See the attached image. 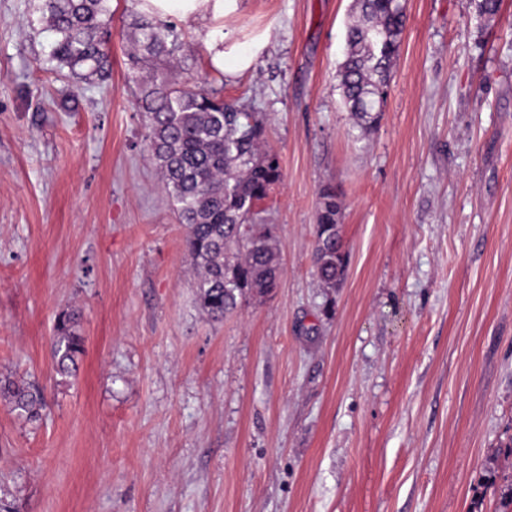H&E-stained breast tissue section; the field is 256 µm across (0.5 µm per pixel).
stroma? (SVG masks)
<instances>
[{
	"label": "stroma",
	"mask_w": 512,
	"mask_h": 512,
	"mask_svg": "<svg viewBox=\"0 0 512 512\" xmlns=\"http://www.w3.org/2000/svg\"><path fill=\"white\" fill-rule=\"evenodd\" d=\"M381 119L337 73L355 0L173 15L172 79L264 119L272 296L217 321L161 189L111 0L112 80L56 78L38 0H0V512H494L512 482V0H402ZM219 43L231 75L212 61ZM348 262L321 287L319 195ZM80 315L75 375L51 354ZM0 392L8 394L12 398L14 409L18 410L20 415H25L29 419L39 415L42 402L36 393L16 386L9 378H1Z\"/></svg>",
	"instance_id": "stroma-1"
}]
</instances>
